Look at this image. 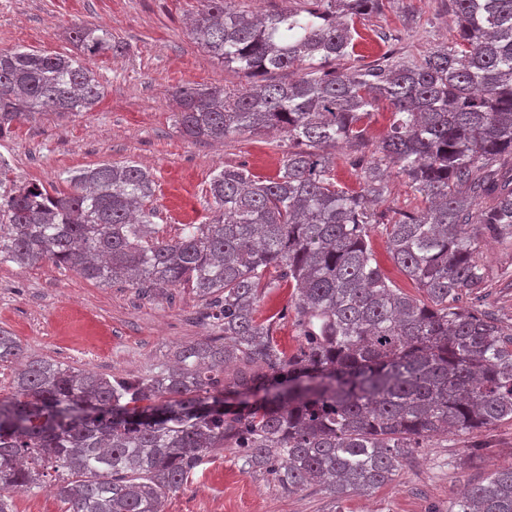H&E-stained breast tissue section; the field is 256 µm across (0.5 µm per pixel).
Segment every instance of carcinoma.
Returning a JSON list of instances; mask_svg holds the SVG:
<instances>
[{
	"label": "carcinoma",
	"mask_w": 512,
	"mask_h": 512,
	"mask_svg": "<svg viewBox=\"0 0 512 512\" xmlns=\"http://www.w3.org/2000/svg\"><path fill=\"white\" fill-rule=\"evenodd\" d=\"M232 2L200 0L190 35L201 50L251 77L294 66L303 76L240 92L178 87L172 120L188 140L284 131L294 148L274 177L222 168L209 221L170 239L153 226L156 183L132 162L83 169L51 192L0 170V264L51 262L150 296L194 288L217 309V335L133 380L29 357L0 328V366L17 365L13 395L0 398V512L49 469L66 512H163L224 448L285 493L318 487L340 504L394 481L433 435L512 422V330L462 304L485 283L479 231L512 240V0H448L452 44L352 71L336 61L379 0L264 15ZM69 37L76 57L0 51V136L101 102L90 63L116 50L112 30L74 23ZM384 103L389 127L360 190L338 185L328 149L360 144ZM389 168L420 205L384 223L375 205ZM378 228L419 295L382 272ZM285 286L302 338L293 351L256 317ZM448 512H512V465Z\"/></svg>",
	"instance_id": "carcinoma-1"
}]
</instances>
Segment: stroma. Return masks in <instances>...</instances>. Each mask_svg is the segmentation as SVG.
I'll return each mask as SVG.
<instances>
[{
	"label": "stroma",
	"instance_id": "35a3bbf8",
	"mask_svg": "<svg viewBox=\"0 0 512 512\" xmlns=\"http://www.w3.org/2000/svg\"><path fill=\"white\" fill-rule=\"evenodd\" d=\"M199 0H0V50L27 48L48 55L75 54L67 29L75 22L105 24L118 52L97 58L104 97L92 112L49 113L16 124L0 136L11 156L12 179L50 188L72 171L103 162L133 161L157 183L158 226L167 237L186 224L205 223L208 181L235 165L259 177L277 173L289 142L265 132L224 140L188 141L175 129L170 93L205 84L229 90L251 79L209 59L188 34ZM353 62H373L386 52L422 58L453 41L448 0H382L379 12L358 19ZM484 304L512 324V248L481 241ZM291 288L261 300L260 318L277 315V340L287 350L300 343L293 317L282 311ZM0 327L28 354L107 376L135 378L158 370L174 346L212 333V320L189 288L144 297L129 286H101L50 263L29 269L0 265ZM483 449L468 463L471 447ZM512 463V423L426 440L395 480L369 495H353L344 512H446L467 483ZM319 490L281 494L273 483L243 470L232 451L215 452L190 483L169 495L164 512H330Z\"/></svg>",
	"mask_w": 512,
	"mask_h": 512
}]
</instances>
